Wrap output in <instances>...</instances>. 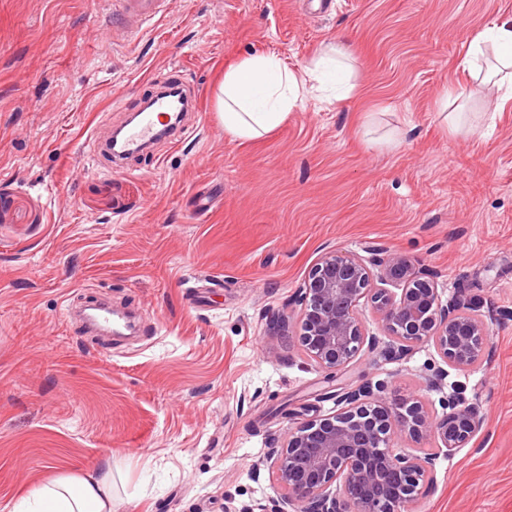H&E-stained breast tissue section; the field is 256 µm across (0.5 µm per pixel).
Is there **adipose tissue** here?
<instances>
[{
    "label": "adipose tissue",
    "mask_w": 512,
    "mask_h": 512,
    "mask_svg": "<svg viewBox=\"0 0 512 512\" xmlns=\"http://www.w3.org/2000/svg\"><path fill=\"white\" fill-rule=\"evenodd\" d=\"M461 65L469 75L493 85L501 101L512 100V20L494 22L468 43ZM336 76L342 98L355 89L348 56L326 45L312 66L295 72L275 54L256 52L225 66L217 86L216 109L225 134L242 142L260 139L283 124L319 73ZM11 512H118L112 496V470L100 468L61 475L28 489Z\"/></svg>",
    "instance_id": "obj_1"
}]
</instances>
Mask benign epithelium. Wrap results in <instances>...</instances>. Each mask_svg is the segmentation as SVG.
Here are the masks:
<instances>
[{
  "label": "benign epithelium",
  "instance_id": "1",
  "mask_svg": "<svg viewBox=\"0 0 512 512\" xmlns=\"http://www.w3.org/2000/svg\"><path fill=\"white\" fill-rule=\"evenodd\" d=\"M432 278L416 260L383 248L368 258L349 251L321 256L294 299L305 355L335 374L363 349L376 350L378 337L364 332L359 317L366 299L389 338L386 359L429 342L445 365L472 368L489 344L488 323L459 292L441 301ZM447 378L442 367L425 378L429 389L448 391V414L441 418L424 400L392 398L384 381L367 377L340 396L336 413L288 429L266 452L284 493L262 512H411L440 455H454L485 424L480 407L462 387L447 386ZM400 436H431L437 446L433 452L402 448L395 443Z\"/></svg>",
  "mask_w": 512,
  "mask_h": 512
}]
</instances>
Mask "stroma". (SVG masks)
<instances>
[{"instance_id":"1","label":"stroma","mask_w":512,"mask_h":512,"mask_svg":"<svg viewBox=\"0 0 512 512\" xmlns=\"http://www.w3.org/2000/svg\"><path fill=\"white\" fill-rule=\"evenodd\" d=\"M107 0H0V512L34 484L111 463L119 512H237L280 489L285 429L333 414L366 374L446 409L432 344L362 351L336 377L301 349L293 298L324 253L372 248L433 272L490 316L483 360L449 370L486 417L440 457L414 512H512V102L459 66L512 0H165L133 36ZM352 53L345 100L313 92L273 133L225 135L221 64L255 51L289 69ZM193 96L182 140L114 167L104 141L162 88ZM468 98V128L438 100ZM409 126L400 145L392 128ZM106 302L136 332L100 352L73 318ZM286 316V331L270 327Z\"/></svg>"}]
</instances>
